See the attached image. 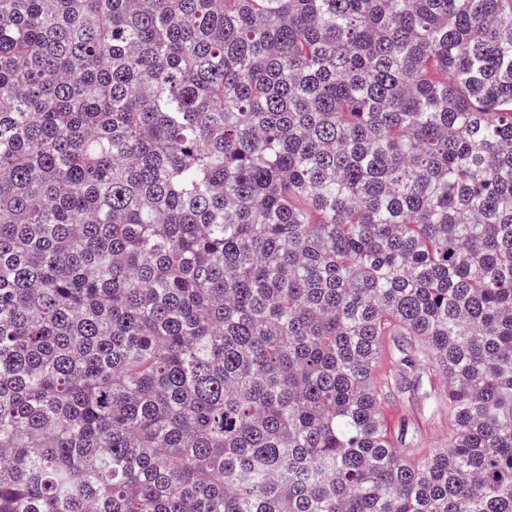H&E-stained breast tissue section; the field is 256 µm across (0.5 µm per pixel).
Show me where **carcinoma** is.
<instances>
[{"mask_svg": "<svg viewBox=\"0 0 512 512\" xmlns=\"http://www.w3.org/2000/svg\"><path fill=\"white\" fill-rule=\"evenodd\" d=\"M0 512H512V0H0ZM385 399L384 414L395 448L416 458L441 448L448 439V388L432 359L413 370L403 368L395 356L378 364Z\"/></svg>", "mask_w": 512, "mask_h": 512, "instance_id": "obj_1", "label": "carcinoma"}]
</instances>
